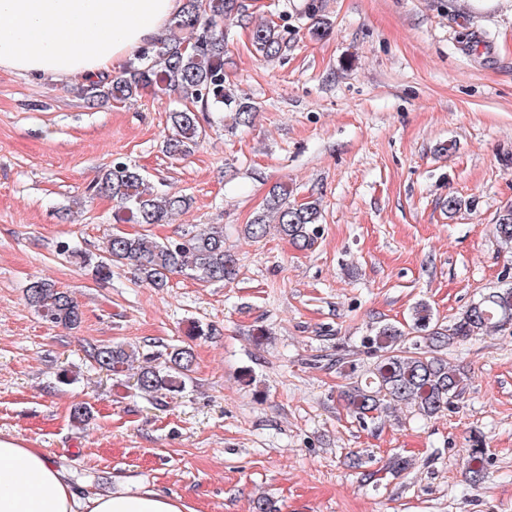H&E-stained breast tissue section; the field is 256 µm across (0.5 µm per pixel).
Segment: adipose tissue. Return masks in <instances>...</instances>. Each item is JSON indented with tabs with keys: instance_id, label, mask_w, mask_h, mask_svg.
<instances>
[{
	"instance_id": "ef3b65f1",
	"label": "adipose tissue",
	"mask_w": 512,
	"mask_h": 512,
	"mask_svg": "<svg viewBox=\"0 0 512 512\" xmlns=\"http://www.w3.org/2000/svg\"><path fill=\"white\" fill-rule=\"evenodd\" d=\"M183 0H0V69L67 83L120 69ZM0 512H188L153 489L78 493L43 449L0 436Z\"/></svg>"
}]
</instances>
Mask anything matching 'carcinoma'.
<instances>
[{"label": "carcinoma", "instance_id": "cac0c4a2", "mask_svg": "<svg viewBox=\"0 0 512 512\" xmlns=\"http://www.w3.org/2000/svg\"><path fill=\"white\" fill-rule=\"evenodd\" d=\"M244 12L243 0H184L170 37L140 50L137 62L121 74L87 82L82 95L92 102H123L149 86L178 93L192 107L168 113L175 134L164 141L163 149L172 158L191 153L202 136L199 113L229 108L236 112L239 123L249 122L252 106L227 93L224 86V29L239 21ZM252 44L261 56L269 58L282 53L286 39L279 26L262 23L252 29ZM98 195L112 199L123 212V221L144 226L161 224L189 205L183 196L159 192L137 167L124 162L113 164L89 188L90 197ZM289 197L287 185L273 186L263 212L248 225L249 237L260 239L273 228L298 248L312 246L318 235V204H293ZM495 231L501 241L512 243V205L497 215ZM62 251L69 247L62 246ZM71 256L102 281L112 277V268L126 266L134 278L159 290L168 287L175 274L200 282L229 281L236 276V258L224 248V232L212 227L167 242L156 241L147 233L117 231L108 236L101 253L73 251ZM26 300L54 324L75 329L82 321L78 303L51 281L31 283ZM491 331L512 333V287L480 295L448 325L435 320L428 305L419 304L408 329L384 324L366 337L367 376L344 391L348 409L360 420L384 412L392 403L408 405L426 418L438 415L463 394L466 381L465 372L448 365L443 350ZM138 355L139 351L122 345L96 346L92 353L98 367L112 373L127 370ZM143 361L135 386L160 399L185 384L193 353L177 346L158 363L148 355ZM465 464L470 481L481 482L486 471L485 449H468Z\"/></svg>", "mask_w": 512, "mask_h": 512}]
</instances>
